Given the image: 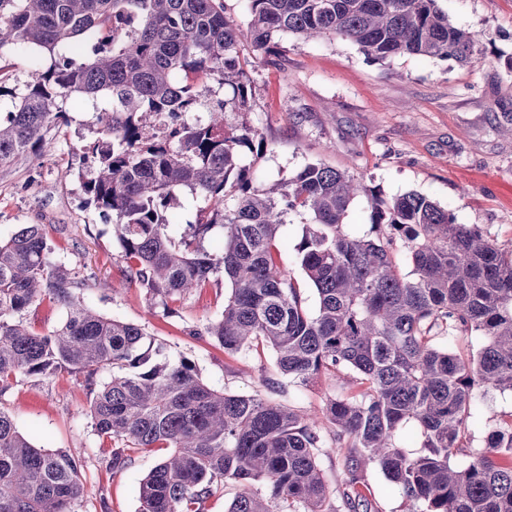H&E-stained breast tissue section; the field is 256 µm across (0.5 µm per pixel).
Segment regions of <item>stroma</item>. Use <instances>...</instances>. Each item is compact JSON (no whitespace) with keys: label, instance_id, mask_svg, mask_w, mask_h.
<instances>
[{"label":"stroma","instance_id":"1","mask_svg":"<svg viewBox=\"0 0 512 512\" xmlns=\"http://www.w3.org/2000/svg\"><path fill=\"white\" fill-rule=\"evenodd\" d=\"M456 26L480 34L475 63L402 56L379 63L351 42L305 41L285 34L280 66L254 61L246 121L259 129L264 148L251 169L253 182L271 190L309 163L362 177L388 199L423 193L447 208L456 223L474 224L512 244V136L503 133L512 113V0H439ZM53 150L39 158L30 181L26 162L0 169V238L23 224H39L56 257L88 280L84 299L98 313L136 324L170 358L191 359L208 386L228 393H261L271 401L318 415L343 382L325 378L300 387L282 378L271 348L228 357L205 325L220 317L228 290L212 281L173 302L171 314L151 306L129 282L109 226L85 206L76 174L91 166L81 147L92 138L88 113L74 110ZM277 381L267 390L265 380ZM18 430L39 448L78 459L88 493L74 512H138L141 482L165 456L164 448L128 449L120 470L107 463L117 443L98 434L79 376L59 372L51 381H23L0 400ZM512 414V393L492 392L469 420L472 447L490 424Z\"/></svg>","mask_w":512,"mask_h":512}]
</instances>
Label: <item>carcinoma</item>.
<instances>
[{"label":"carcinoma","mask_w":512,"mask_h":512,"mask_svg":"<svg viewBox=\"0 0 512 512\" xmlns=\"http://www.w3.org/2000/svg\"><path fill=\"white\" fill-rule=\"evenodd\" d=\"M253 51L280 64L279 34L350 41L375 61L420 55L476 60L481 36L455 26L438 0H249ZM244 34L224 0H0V59L18 49L36 62L31 81L7 88L0 65V167L39 158L70 123L66 104L94 109L93 166L78 173L83 202L112 227L126 278L151 305L213 278L230 285L221 317L203 335L234 357L259 343L280 373L309 386L351 373L317 422L259 394L210 388L195 364L171 360L138 325L84 301L86 280L58 263L40 224L0 240V398L24 380L61 370L83 378L95 430L127 447L169 448L143 479L139 512H207L233 481L227 512H340L363 497L376 468L417 512H512V414L481 448L468 420L487 393L512 392V246L457 224L432 198L386 201L364 180L308 164L267 191L253 184L261 134L243 120L252 96ZM188 191L207 205L178 231L167 210ZM370 202V230L345 223ZM308 215L295 245L298 279L280 268L288 217ZM223 248L204 240L215 227ZM61 305L47 333L24 323L33 306ZM444 335L459 342L438 345ZM484 338L474 351L464 345ZM105 370L111 378L99 382ZM413 422L422 450L397 436ZM343 475L330 489L323 458ZM261 484L260 494L253 485ZM87 494L78 461L33 445L0 406V512H73Z\"/></svg>","instance_id":"obj_1"}]
</instances>
